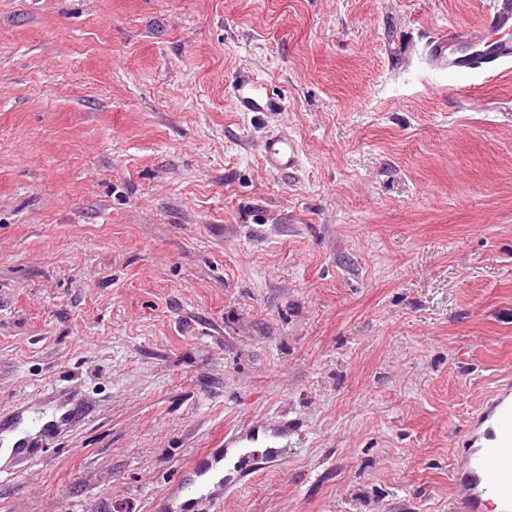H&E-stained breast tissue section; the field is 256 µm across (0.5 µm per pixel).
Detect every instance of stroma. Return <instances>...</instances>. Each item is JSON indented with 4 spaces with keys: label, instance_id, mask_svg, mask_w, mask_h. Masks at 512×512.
<instances>
[{
    "label": "stroma",
    "instance_id": "obj_1",
    "mask_svg": "<svg viewBox=\"0 0 512 512\" xmlns=\"http://www.w3.org/2000/svg\"><path fill=\"white\" fill-rule=\"evenodd\" d=\"M491 8L0 0V418L82 409L0 466V512H154L282 414L287 462L211 512H453L512 382V70L424 45ZM253 73L285 111L239 110ZM261 155L269 169L278 175H290L300 167L299 146L288 134L267 136L260 145Z\"/></svg>",
    "mask_w": 512,
    "mask_h": 512
}]
</instances>
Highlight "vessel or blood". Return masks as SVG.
Returning a JSON list of instances; mask_svg holds the SVG:
<instances>
[{"label":"vessel or blood","instance_id":"b4317fda","mask_svg":"<svg viewBox=\"0 0 512 512\" xmlns=\"http://www.w3.org/2000/svg\"><path fill=\"white\" fill-rule=\"evenodd\" d=\"M425 55L431 70L451 77L492 74L512 64V0H493L488 24L466 33L449 30L429 40ZM237 106L246 112H281L283 100L270 92L264 76L240 77L235 86ZM269 169L290 175L300 167L299 146L288 134L267 136L260 145ZM76 418L74 409L61 407L38 431L25 428L24 414H16L8 448L13 458L30 456L45 437L60 433ZM478 421L483 432L463 449V468L457 479L463 489L461 512H512V392L492 393ZM295 421L280 416L271 422L225 428L214 447L195 456L172 490L157 501L156 512H200L219 496L242 490L259 472L282 465L293 438Z\"/></svg>","mask_w":512,"mask_h":512}]
</instances>
